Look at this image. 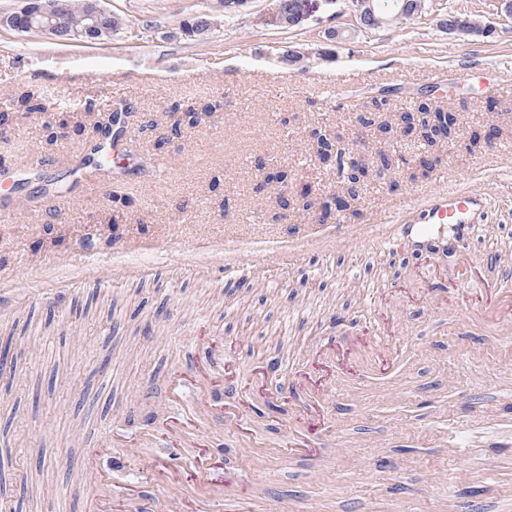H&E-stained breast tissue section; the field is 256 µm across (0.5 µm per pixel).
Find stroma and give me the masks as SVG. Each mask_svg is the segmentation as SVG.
Here are the masks:
<instances>
[{
    "instance_id": "obj_1",
    "label": "stroma",
    "mask_w": 512,
    "mask_h": 512,
    "mask_svg": "<svg viewBox=\"0 0 512 512\" xmlns=\"http://www.w3.org/2000/svg\"><path fill=\"white\" fill-rule=\"evenodd\" d=\"M194 2L101 0L129 27L95 44L0 28V106L28 84L69 105L68 135L52 145L41 114L14 118L0 138V165L13 171L40 158L49 177L77 165L96 120L82 108L88 101L97 110L125 105L163 126L175 102H224L175 141L129 128L140 172L124 176L122 198L83 180L60 216L44 215L35 184L0 202V324L28 327L27 356L12 387L0 386V423L13 420L4 470L16 482L32 476L36 487L19 512H85L77 459L89 439L105 429L135 436L190 411L192 399L172 407L164 383L146 393L141 381L161 378L186 354L203 356L212 336L228 342L233 364L212 403L246 412L244 426H207L222 462L213 479L254 497L252 512H502L512 454L477 442L462 466L472 481L452 498L459 466L437 429L452 412L474 417L477 435L505 419L512 345L476 324L458 329L456 311L476 303L468 292L432 301L425 290L432 272L463 259L482 282L512 288V18L499 0H430L422 17L334 43L326 33L351 24L355 0H304L287 29L268 23L270 0H250L188 36L180 26ZM450 10L476 16L489 33L448 36L437 19ZM289 50L304 59L288 64ZM384 88L398 89L399 108L435 89L439 105L458 113L462 136L491 122L502 134L492 148H439L434 171L420 176L417 140H381L355 120ZM314 127L404 158L386 178L369 177L346 223H399L407 204L440 188L487 193L486 223L449 257L369 249L337 237L316 210H280L278 185L255 190L259 160L287 170L289 191L321 198L341 188L335 169L315 157ZM81 241L101 248L91 262L75 250ZM492 252L503 265L488 264ZM53 293L60 303L47 302ZM339 314L360 336L395 319L407 331L397 360L384 371L331 368L323 411L340 427L321 433L319 453L246 462L245 441L282 446L305 428L277 382L256 384L253 370L276 358L283 376L310 371ZM37 384L53 390L33 400Z\"/></svg>"
}]
</instances>
